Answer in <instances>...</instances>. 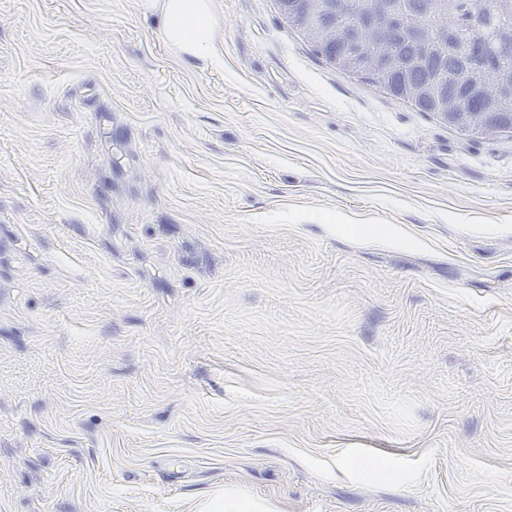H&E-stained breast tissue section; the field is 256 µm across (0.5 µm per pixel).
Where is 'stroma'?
<instances>
[{
    "instance_id": "1",
    "label": "stroma",
    "mask_w": 512,
    "mask_h": 512,
    "mask_svg": "<svg viewBox=\"0 0 512 512\" xmlns=\"http://www.w3.org/2000/svg\"><path fill=\"white\" fill-rule=\"evenodd\" d=\"M212 2L0 0V512H512V137ZM160 8L162 35L178 52L220 64V52L212 36L211 0H163Z\"/></svg>"
}]
</instances>
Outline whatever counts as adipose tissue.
I'll use <instances>...</instances> for the list:
<instances>
[{
  "label": "adipose tissue",
  "instance_id": "1",
  "mask_svg": "<svg viewBox=\"0 0 512 512\" xmlns=\"http://www.w3.org/2000/svg\"><path fill=\"white\" fill-rule=\"evenodd\" d=\"M161 30L175 49L196 60L220 63L213 39L212 0H162Z\"/></svg>",
  "mask_w": 512,
  "mask_h": 512
}]
</instances>
